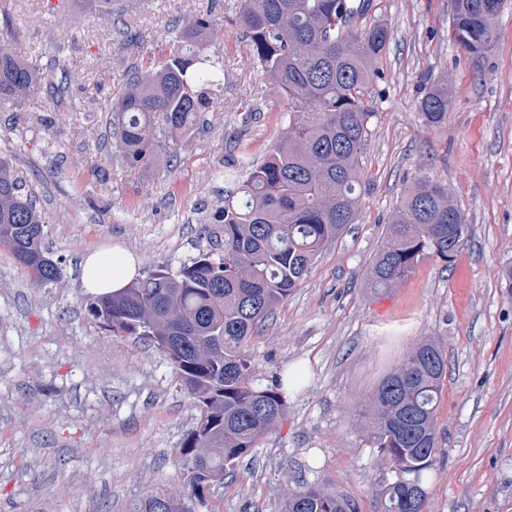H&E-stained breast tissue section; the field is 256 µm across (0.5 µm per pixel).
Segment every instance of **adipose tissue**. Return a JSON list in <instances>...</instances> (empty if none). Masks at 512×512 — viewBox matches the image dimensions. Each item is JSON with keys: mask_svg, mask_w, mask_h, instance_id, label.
<instances>
[{"mask_svg": "<svg viewBox=\"0 0 512 512\" xmlns=\"http://www.w3.org/2000/svg\"><path fill=\"white\" fill-rule=\"evenodd\" d=\"M140 262L133 254L103 248L84 256L81 280L85 288L96 293H118L139 277Z\"/></svg>", "mask_w": 512, "mask_h": 512, "instance_id": "1", "label": "adipose tissue"}]
</instances>
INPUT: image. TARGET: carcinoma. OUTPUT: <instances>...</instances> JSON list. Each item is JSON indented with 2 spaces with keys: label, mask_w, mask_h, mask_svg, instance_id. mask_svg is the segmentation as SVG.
<instances>
[{
  "label": "carcinoma",
  "mask_w": 512,
  "mask_h": 512,
  "mask_svg": "<svg viewBox=\"0 0 512 512\" xmlns=\"http://www.w3.org/2000/svg\"><path fill=\"white\" fill-rule=\"evenodd\" d=\"M502 5L453 0L450 36L456 46L473 57L486 54L498 39L495 19ZM369 9L370 0H240L235 22L253 61L287 99L288 128L262 163L234 156L225 166L224 208L212 217V234L224 239V250L202 252L175 270H150L123 292L89 304V314L112 335L157 344L198 412L178 453L185 493L136 500L128 512H196L284 416L282 383L252 384L248 344L254 329L306 279L317 253L361 214L366 184L359 162L373 116L365 96L381 78L376 63L390 36L379 23L354 27ZM216 36L211 15L196 17L179 29L163 63L146 62L104 100L115 153L126 165L150 162L157 130L185 134L198 113L215 111L223 81L219 61L209 53ZM298 43L305 46L302 54L295 51ZM84 73L77 57L33 69L0 38L1 106L31 102L56 75L68 82ZM449 97L448 82L425 85L418 107L426 124L445 122ZM46 224L32 191L0 156V248L38 285L61 275L57 262L40 260L50 253ZM460 225L468 222L448 184L419 176L386 224L370 267L371 287H398L427 256L452 263L466 240L456 233ZM447 366L439 343L422 338L365 402L362 427L394 473L383 487L381 512H424L439 452L437 409ZM283 512L356 508L314 483L290 492Z\"/></svg>",
  "instance_id": "1"
}]
</instances>
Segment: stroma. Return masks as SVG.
Returning <instances> with one entry per match:
<instances>
[{"instance_id": "stroma-1", "label": "stroma", "mask_w": 512, "mask_h": 512, "mask_svg": "<svg viewBox=\"0 0 512 512\" xmlns=\"http://www.w3.org/2000/svg\"><path fill=\"white\" fill-rule=\"evenodd\" d=\"M358 26L391 33L368 96L359 223L317 255L310 274L255 329L253 381L289 378L282 422L231 469L201 512H282L290 491L324 483L357 512H379L388 476L359 412L386 371L423 336L448 358L438 411L440 452L426 512H512V0L499 39L472 57L449 39L451 0H371ZM238 0H5L14 45L46 67L77 55L82 83L56 81L27 108L0 110V155L11 158L49 219L61 276L37 285L0 249V512H126L130 501L179 495L176 461L195 425L193 398L157 344L106 331L88 312L85 254L118 246L141 271L178 268L209 249L201 232L224 206V162H260L288 124L286 102L254 65L232 21ZM212 12L223 31L217 109L183 136L163 134L151 161L114 151L103 100L143 60L164 59L188 18ZM132 31L124 38L120 29ZM112 58L98 74L96 59ZM447 81L448 118L424 124L423 81ZM447 183L470 224L451 266L427 258L397 288L366 273L385 226L420 173Z\"/></svg>"}]
</instances>
